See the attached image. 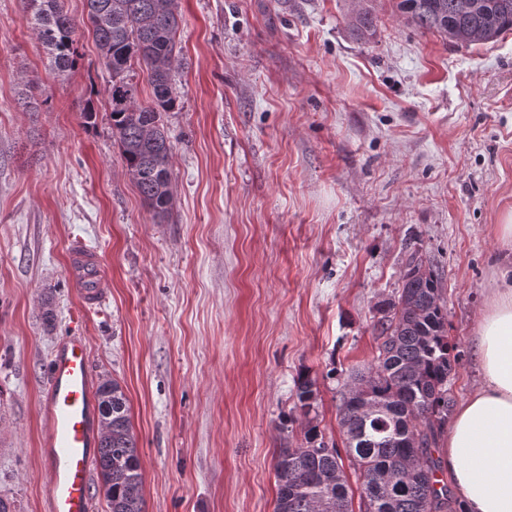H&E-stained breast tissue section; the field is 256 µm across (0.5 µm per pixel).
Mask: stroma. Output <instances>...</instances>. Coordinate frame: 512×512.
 Instances as JSON below:
<instances>
[{
    "label": "stroma",
    "instance_id": "stroma-1",
    "mask_svg": "<svg viewBox=\"0 0 512 512\" xmlns=\"http://www.w3.org/2000/svg\"><path fill=\"white\" fill-rule=\"evenodd\" d=\"M179 5L161 222L124 170L88 28L62 76L21 0H0V494L21 512L46 509L40 396L76 326L93 379L128 400L145 512H274L276 456L303 438V372L320 431L345 448L343 385L373 362L377 307L410 255L442 276L454 401L480 380L473 336L512 266L497 232L512 212V33L457 48L393 0H377L367 43L346 28L351 0ZM25 81L48 107L23 111ZM76 241L106 263L94 307L67 277Z\"/></svg>",
    "mask_w": 512,
    "mask_h": 512
}]
</instances>
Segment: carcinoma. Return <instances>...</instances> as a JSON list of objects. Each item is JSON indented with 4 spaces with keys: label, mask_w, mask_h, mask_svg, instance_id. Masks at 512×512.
Wrapping results in <instances>:
<instances>
[{
    "label": "carcinoma",
    "mask_w": 512,
    "mask_h": 512,
    "mask_svg": "<svg viewBox=\"0 0 512 512\" xmlns=\"http://www.w3.org/2000/svg\"><path fill=\"white\" fill-rule=\"evenodd\" d=\"M86 21L112 74L108 89L112 136L123 166L154 217L171 210L173 145L163 113L175 108L173 74L179 65L178 0H85ZM23 10L53 68L75 62L76 20L62 0H22ZM412 25L438 33L457 47L495 42L512 33V0H397ZM358 40L376 33L374 0H356L349 21ZM138 65L152 89V104L138 102ZM377 356L344 384L340 423L355 472L364 476L361 512H457L434 457L454 400L448 380L460 359L448 336L442 280L432 265L410 256L397 295L379 307ZM315 382L296 380L295 409L303 439L282 448L275 461V512H352L341 454L316 423ZM102 435L96 468L109 512H144L143 473L127 398L111 378L97 387Z\"/></svg>",
    "instance_id": "cac0c4a2"
}]
</instances>
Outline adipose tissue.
Returning <instances> with one entry per match:
<instances>
[{"instance_id": "ef3b65f1", "label": "adipose tissue", "mask_w": 512, "mask_h": 512, "mask_svg": "<svg viewBox=\"0 0 512 512\" xmlns=\"http://www.w3.org/2000/svg\"><path fill=\"white\" fill-rule=\"evenodd\" d=\"M473 349L481 382L452 416L442 468L463 512H512V279L492 289Z\"/></svg>"}]
</instances>
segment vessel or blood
Wrapping results in <instances>:
<instances>
[{
  "mask_svg": "<svg viewBox=\"0 0 512 512\" xmlns=\"http://www.w3.org/2000/svg\"><path fill=\"white\" fill-rule=\"evenodd\" d=\"M68 277L79 288L84 304L104 300L107 278L95 249L80 242L72 245ZM43 403L47 512H90L100 424L85 337L71 335L60 342L50 364Z\"/></svg>",
  "mask_w": 512,
  "mask_h": 512,
  "instance_id": "1",
  "label": "vessel or blood"
}]
</instances>
